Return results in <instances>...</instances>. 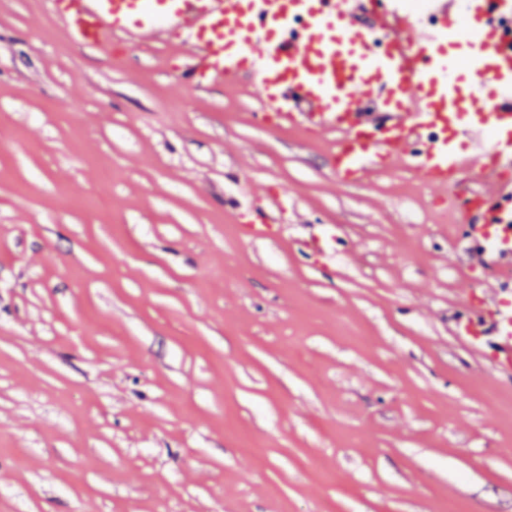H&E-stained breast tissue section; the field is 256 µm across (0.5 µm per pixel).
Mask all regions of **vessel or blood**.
I'll use <instances>...</instances> for the list:
<instances>
[{"instance_id":"vessel-or-blood-1","label":"vessel or blood","mask_w":512,"mask_h":512,"mask_svg":"<svg viewBox=\"0 0 512 512\" xmlns=\"http://www.w3.org/2000/svg\"><path fill=\"white\" fill-rule=\"evenodd\" d=\"M71 42L114 36L142 46L177 33L201 87L255 80L261 121L335 132L328 165L357 185L404 166L439 190L469 193L464 233L480 262L512 259V0H50ZM462 53L447 50L449 41ZM476 149L478 164L467 162ZM264 208L246 226L276 236ZM498 288L468 289L456 331L512 372V269Z\"/></svg>"}]
</instances>
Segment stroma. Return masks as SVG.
I'll list each match as a JSON object with an SVG mask.
<instances>
[{
  "label": "stroma",
  "mask_w": 512,
  "mask_h": 512,
  "mask_svg": "<svg viewBox=\"0 0 512 512\" xmlns=\"http://www.w3.org/2000/svg\"><path fill=\"white\" fill-rule=\"evenodd\" d=\"M187 61L0 0V512H512V378L454 333L497 274L460 197L339 184L336 134ZM251 216L255 214V221L249 220V224H244L247 234L255 238H268L276 236L281 229L280 224H271L272 220L262 207H253Z\"/></svg>",
  "instance_id": "stroma-1"
}]
</instances>
